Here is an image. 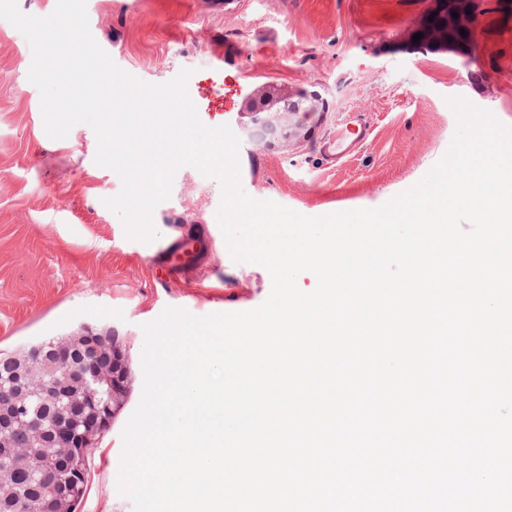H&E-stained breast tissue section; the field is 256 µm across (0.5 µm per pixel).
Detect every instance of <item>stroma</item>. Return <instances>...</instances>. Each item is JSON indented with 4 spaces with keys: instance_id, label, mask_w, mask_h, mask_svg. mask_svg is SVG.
I'll use <instances>...</instances> for the list:
<instances>
[{
    "instance_id": "35a3bbf8",
    "label": "stroma",
    "mask_w": 512,
    "mask_h": 512,
    "mask_svg": "<svg viewBox=\"0 0 512 512\" xmlns=\"http://www.w3.org/2000/svg\"><path fill=\"white\" fill-rule=\"evenodd\" d=\"M435 0H86L89 29L113 62L162 84L192 72L189 96L241 136L245 102L263 88L317 91L326 110L310 134L283 147L242 140L241 184L306 216L375 208L413 187L448 149L456 130L447 104L462 96L512 126V0H479L474 52L422 50L412 43ZM224 61L218 84L208 78ZM32 49L0 19V353L80 328H111L131 380L111 427L89 457L77 512H133L117 488L122 432L143 391L142 327L166 308L196 316L261 305L268 271L237 262L224 237L205 270L154 265L147 244L127 238L106 198L122 187L95 162L85 124L48 136L39 89L28 79ZM365 113L372 133L341 167L325 165L320 144L346 113ZM222 186L196 168L177 170L169 199L153 211L160 239L190 224L219 228Z\"/></svg>"
}]
</instances>
